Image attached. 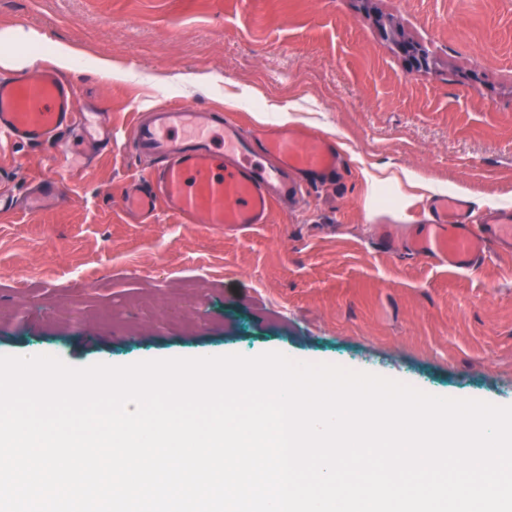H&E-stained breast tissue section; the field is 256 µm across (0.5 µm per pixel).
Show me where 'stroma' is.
<instances>
[{
  "label": "stroma",
  "mask_w": 512,
  "mask_h": 512,
  "mask_svg": "<svg viewBox=\"0 0 512 512\" xmlns=\"http://www.w3.org/2000/svg\"><path fill=\"white\" fill-rule=\"evenodd\" d=\"M394 18L428 64L410 67ZM76 51L63 77L112 127L64 173L62 145L0 149V194L63 178V195L0 219V356L71 366L227 352L375 373L428 394L512 405V251L452 271L387 250L433 195L512 207V0H0V31ZM124 71L109 79L96 61ZM190 71L210 74L198 89ZM177 102L244 129L297 125L339 145V178L235 234L122 210L142 173L140 114ZM415 195L411 207L404 196Z\"/></svg>",
  "instance_id": "35a3bbf8"
}]
</instances>
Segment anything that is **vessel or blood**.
Here are the masks:
<instances>
[{
	"label": "vessel or blood",
	"instance_id": "b4317fda",
	"mask_svg": "<svg viewBox=\"0 0 512 512\" xmlns=\"http://www.w3.org/2000/svg\"><path fill=\"white\" fill-rule=\"evenodd\" d=\"M74 86L49 68L0 75V137L43 143L63 130L87 136V115L75 106ZM224 141L216 152L213 136ZM134 152L147 160L143 178L124 189L128 214L150 218L166 210L187 224H210L235 233L270 221L272 206L300 197L306 185L336 178L343 157L335 145L306 127L270 125L246 130L232 117L212 118L177 103L153 109L132 132ZM57 181L41 179L30 188L26 208L44 197H60ZM431 219L408 238L417 257L468 270L486 254L488 241L512 245V210L503 208L474 223L462 200H431Z\"/></svg>",
	"mask_w": 512,
	"mask_h": 512
}]
</instances>
